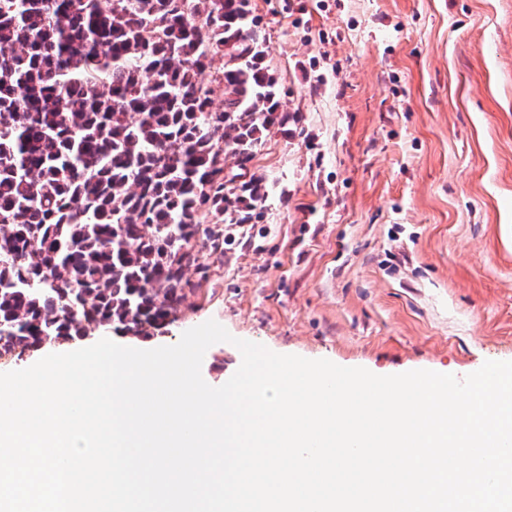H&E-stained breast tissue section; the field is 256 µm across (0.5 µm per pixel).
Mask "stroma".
Returning a JSON list of instances; mask_svg holds the SVG:
<instances>
[{
	"instance_id": "obj_1",
	"label": "stroma",
	"mask_w": 512,
	"mask_h": 512,
	"mask_svg": "<svg viewBox=\"0 0 512 512\" xmlns=\"http://www.w3.org/2000/svg\"><path fill=\"white\" fill-rule=\"evenodd\" d=\"M285 125L245 169L252 219L191 273L176 344L213 319L378 375L512 360V0H249ZM212 345L208 384L239 368Z\"/></svg>"
}]
</instances>
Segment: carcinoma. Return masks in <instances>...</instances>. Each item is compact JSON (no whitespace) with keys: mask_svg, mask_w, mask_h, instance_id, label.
Returning <instances> with one entry per match:
<instances>
[{"mask_svg":"<svg viewBox=\"0 0 512 512\" xmlns=\"http://www.w3.org/2000/svg\"><path fill=\"white\" fill-rule=\"evenodd\" d=\"M0 0V350L171 322L264 197L225 188L283 124L249 0ZM236 44L223 100L205 71Z\"/></svg>","mask_w":512,"mask_h":512,"instance_id":"1","label":"carcinoma"}]
</instances>
